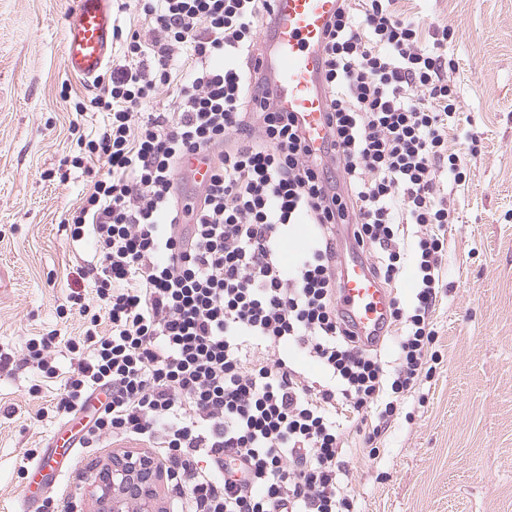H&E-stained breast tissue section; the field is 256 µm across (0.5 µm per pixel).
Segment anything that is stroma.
<instances>
[{"mask_svg":"<svg viewBox=\"0 0 512 512\" xmlns=\"http://www.w3.org/2000/svg\"><path fill=\"white\" fill-rule=\"evenodd\" d=\"M73 0H0V512H21L29 452L61 425L48 417L77 367L55 353L57 378L23 364L34 336H81L98 313L90 281L76 270L93 255L62 221L90 177L72 167L64 87L96 95L93 82L66 73L62 34ZM414 13L422 40L448 35L450 77L460 88V122L448 150L469 176L448 184L443 288L431 320L441 362L420 391L371 436L349 424L340 479L353 512H512V0H397ZM91 305L62 316L72 289ZM117 450L78 449L62 478L63 503L98 512L94 467Z\"/></svg>","mask_w":512,"mask_h":512,"instance_id":"stroma-1","label":"stroma"}]
</instances>
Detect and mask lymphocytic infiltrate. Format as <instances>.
I'll return each instance as SVG.
<instances>
[{
  "mask_svg": "<svg viewBox=\"0 0 512 512\" xmlns=\"http://www.w3.org/2000/svg\"><path fill=\"white\" fill-rule=\"evenodd\" d=\"M270 2L116 0L132 18L112 32L121 56L96 77L102 94L73 106L72 164L93 179L63 224L93 242L80 273L110 329L67 339L79 364L56 411L87 415L78 447L148 444L183 512H352L344 419L388 421L439 361L431 312L453 220L442 190L467 178L448 150L459 99L448 40L425 45L395 0H340L317 154L254 72ZM90 112L102 124L81 133ZM199 155L212 165L195 199L175 172ZM300 224L315 232L288 266L281 247ZM341 224L381 283L414 269L411 302L389 309L393 364L357 344L338 308ZM405 224L419 229L410 251ZM295 350L323 385L295 368Z\"/></svg>",
  "mask_w": 512,
  "mask_h": 512,
  "instance_id": "1",
  "label": "lymphocytic infiltrate"
}]
</instances>
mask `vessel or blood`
Masks as SVG:
<instances>
[{
	"label": "vessel or blood",
	"mask_w": 512,
	"mask_h": 512,
	"mask_svg": "<svg viewBox=\"0 0 512 512\" xmlns=\"http://www.w3.org/2000/svg\"><path fill=\"white\" fill-rule=\"evenodd\" d=\"M339 0H272L273 22L263 36L258 68L267 79L279 111L293 113L311 148L328 139L327 92L322 79L325 34ZM112 53V0H74L64 30L62 54L66 71L80 79L94 78ZM210 176L204 157L191 159L177 179L191 178L203 188ZM343 261L338 306L347 315L357 339L368 347L381 344L392 296L373 278L357 244ZM80 420L60 426L33 467L34 477L60 475L71 459Z\"/></svg>",
	"instance_id": "obj_1"
}]
</instances>
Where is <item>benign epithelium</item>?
I'll return each instance as SVG.
<instances>
[{
  "mask_svg": "<svg viewBox=\"0 0 512 512\" xmlns=\"http://www.w3.org/2000/svg\"><path fill=\"white\" fill-rule=\"evenodd\" d=\"M163 468L145 453L114 454L97 468L94 495L100 512H127L128 504L136 501L142 512L156 497V486L163 476Z\"/></svg>",
  "mask_w": 512,
  "mask_h": 512,
  "instance_id": "benign-epithelium-1",
  "label": "benign epithelium"
}]
</instances>
